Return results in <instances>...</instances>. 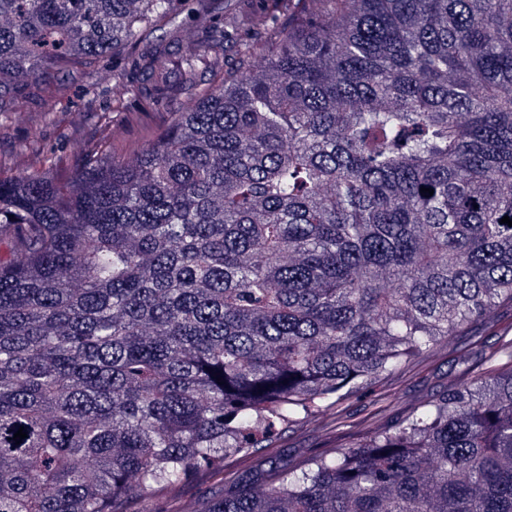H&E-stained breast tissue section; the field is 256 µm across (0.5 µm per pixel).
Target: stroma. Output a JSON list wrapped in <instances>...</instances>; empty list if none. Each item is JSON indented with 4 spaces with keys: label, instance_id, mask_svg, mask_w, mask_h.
I'll return each instance as SVG.
<instances>
[{
    "label": "stroma",
    "instance_id": "1",
    "mask_svg": "<svg viewBox=\"0 0 512 512\" xmlns=\"http://www.w3.org/2000/svg\"><path fill=\"white\" fill-rule=\"evenodd\" d=\"M165 118L162 112H132L102 88L87 94L81 79L64 77L41 88H26L10 111L0 112V177L26 171L38 148L52 150L57 170L73 167L80 147L102 155L123 154L145 142ZM505 337H512V308L507 306L497 311L479 340L460 336L442 343L376 383L366 395L344 400L340 408L345 427L335 428L329 414H315L286 428L279 448H264L260 454L297 464L312 454L348 445L435 395L464 384L471 367L495 357Z\"/></svg>",
    "mask_w": 512,
    "mask_h": 512
}]
</instances>
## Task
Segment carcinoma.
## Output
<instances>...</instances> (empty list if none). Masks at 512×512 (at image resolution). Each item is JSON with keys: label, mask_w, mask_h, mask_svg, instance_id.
Listing matches in <instances>:
<instances>
[{"label": "carcinoma", "mask_w": 512, "mask_h": 512, "mask_svg": "<svg viewBox=\"0 0 512 512\" xmlns=\"http://www.w3.org/2000/svg\"><path fill=\"white\" fill-rule=\"evenodd\" d=\"M189 2L173 61L153 29ZM221 2L0 0V108L133 41L188 90L153 88L169 118L140 147L0 179V512H125L312 412L341 427L343 400L512 303V0H254L220 24ZM200 502L512 512V339Z\"/></svg>", "instance_id": "carcinoma-1"}]
</instances>
